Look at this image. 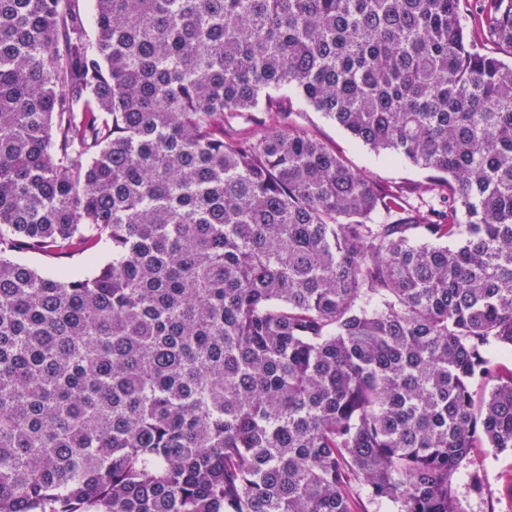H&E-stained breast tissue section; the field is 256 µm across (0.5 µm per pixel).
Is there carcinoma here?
Segmentation results:
<instances>
[{
  "instance_id": "obj_1",
  "label": "carcinoma",
  "mask_w": 512,
  "mask_h": 512,
  "mask_svg": "<svg viewBox=\"0 0 512 512\" xmlns=\"http://www.w3.org/2000/svg\"><path fill=\"white\" fill-rule=\"evenodd\" d=\"M468 2L94 0L91 34L79 0H0V512L482 494L474 449L512 452V0ZM291 120L335 149L353 169L379 183L409 189L424 179L425 173L419 167L378 155L336 126L322 112L303 106L299 112H293Z\"/></svg>"
}]
</instances>
